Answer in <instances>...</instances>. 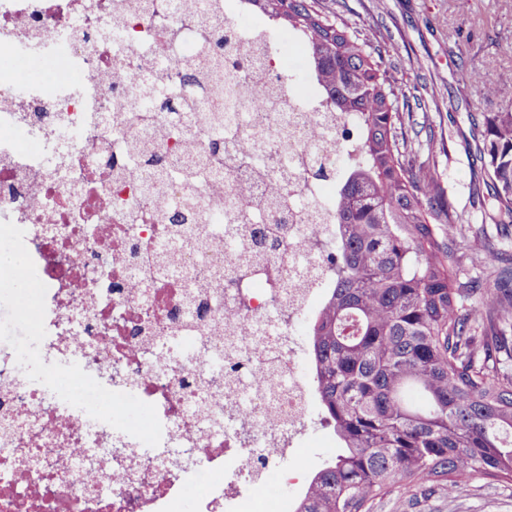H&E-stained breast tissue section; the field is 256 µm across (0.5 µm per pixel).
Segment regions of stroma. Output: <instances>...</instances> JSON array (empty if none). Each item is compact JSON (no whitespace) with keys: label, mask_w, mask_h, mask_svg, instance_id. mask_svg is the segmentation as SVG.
Wrapping results in <instances>:
<instances>
[{"label":"stroma","mask_w":512,"mask_h":512,"mask_svg":"<svg viewBox=\"0 0 512 512\" xmlns=\"http://www.w3.org/2000/svg\"><path fill=\"white\" fill-rule=\"evenodd\" d=\"M331 19L360 33L397 77L395 94L405 124V156L430 170L446 191L452 217L450 266L454 278L495 283L512 266V217L491 204L483 183L485 162L475 151L474 123L487 112H512V0H329ZM474 67L478 83H464ZM495 95H487V87ZM332 430L318 423L290 466L314 471L338 453ZM374 512H512V486L477 479L456 497L396 488Z\"/></svg>","instance_id":"stroma-1"}]
</instances>
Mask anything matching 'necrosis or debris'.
<instances>
[{
	"label": "necrosis or debris",
	"mask_w": 512,
	"mask_h": 512,
	"mask_svg": "<svg viewBox=\"0 0 512 512\" xmlns=\"http://www.w3.org/2000/svg\"><path fill=\"white\" fill-rule=\"evenodd\" d=\"M0 0V288L36 275L41 288L33 333L21 343L0 336V512H249L269 477L296 492L305 474L288 454L307 438L319 410L305 325L323 301L326 270L299 276L289 262L312 241H330L333 180L302 179L317 217L292 224L265 271L204 249L201 215L229 214V190L255 198L277 181L238 165L251 143L269 152L293 147L304 157L339 161L344 149L289 135L297 113L347 127L294 74V91L270 103L255 87L225 91L220 101L188 87L195 111L143 114L148 88L180 82L184 63L208 38L205 17L230 31L243 49L244 72L278 74L279 36L255 26L238 0L213 14V0ZM171 20L178 32L168 56L144 52L154 29ZM37 63L50 83L22 85L18 68ZM221 111L237 127L257 115L252 138L227 146L225 167L212 169L194 195L176 181L158 182V166L112 172L113 132L127 145L179 142L193 167L212 142L202 118ZM188 199L185 222L170 232V202ZM220 275L222 295L200 288L197 310L184 305L200 271ZM300 287L278 293L287 279ZM284 318L262 324L272 296ZM245 363L251 403L209 375L208 353ZM73 373L83 387L63 390ZM149 411L147 428L133 422ZM220 418L223 433L208 429Z\"/></svg>",
	"instance_id": "4bbe7bcc"
}]
</instances>
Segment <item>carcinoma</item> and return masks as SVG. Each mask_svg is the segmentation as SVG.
Returning a JSON list of instances; mask_svg holds the SVG:
<instances>
[{"instance_id": "cac0c4a2", "label": "carcinoma", "mask_w": 512, "mask_h": 512, "mask_svg": "<svg viewBox=\"0 0 512 512\" xmlns=\"http://www.w3.org/2000/svg\"><path fill=\"white\" fill-rule=\"evenodd\" d=\"M300 38L327 108L354 116L343 129L352 149L343 168L326 164L312 179H338L336 239L311 246L295 264L329 265L331 286L308 335L320 408L340 453L299 496L294 512H370L398 483L431 485L453 498L484 477L512 484V270L483 294L478 313L459 301L478 292L453 280L444 191L429 170L405 162L395 79L366 40L329 19L320 0H246ZM239 61L207 48L185 64L192 83L219 97ZM192 99L155 90L144 111H188ZM485 185L498 211L512 215V112L483 122ZM212 150L181 174L187 191L199 171L223 161ZM304 208L299 199L265 203L271 247Z\"/></svg>"}]
</instances>
